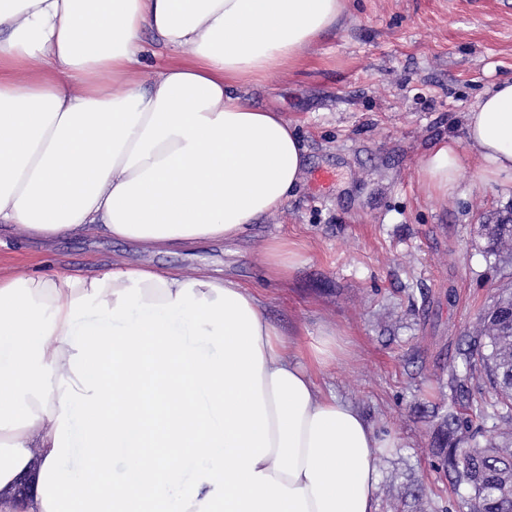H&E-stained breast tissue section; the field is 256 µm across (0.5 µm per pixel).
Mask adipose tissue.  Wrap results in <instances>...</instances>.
I'll list each match as a JSON object with an SVG mask.
<instances>
[{
	"mask_svg": "<svg viewBox=\"0 0 512 512\" xmlns=\"http://www.w3.org/2000/svg\"><path fill=\"white\" fill-rule=\"evenodd\" d=\"M348 4L0 0V226L157 252L237 240L307 170L294 125L241 90L298 65ZM148 33L180 57L141 86ZM464 123L484 177H512V78ZM462 173L448 139L417 169L436 198ZM303 252L269 238L266 281ZM341 354L337 330L301 341L232 277L0 274V492L31 477L30 512H378L394 442L321 386Z\"/></svg>",
	"mask_w": 512,
	"mask_h": 512,
	"instance_id": "ef3b65f1",
	"label": "adipose tissue"
}]
</instances>
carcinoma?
<instances>
[{
	"instance_id": "carcinoma-1",
	"label": "carcinoma",
	"mask_w": 512,
	"mask_h": 512,
	"mask_svg": "<svg viewBox=\"0 0 512 512\" xmlns=\"http://www.w3.org/2000/svg\"><path fill=\"white\" fill-rule=\"evenodd\" d=\"M485 253L499 256L512 240V214L481 225ZM481 335L471 336L463 350L465 376L459 397L470 400L469 383L480 378L496 395V415L512 421V297L509 291L478 317ZM434 454L471 488L470 512H512V436L500 441L478 440L472 420L451 410L434 431Z\"/></svg>"
}]
</instances>
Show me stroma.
<instances>
[{
	"label": "stroma",
	"instance_id": "stroma-1",
	"mask_svg": "<svg viewBox=\"0 0 512 512\" xmlns=\"http://www.w3.org/2000/svg\"><path fill=\"white\" fill-rule=\"evenodd\" d=\"M505 77L512 0H350L299 67L244 90L251 105L284 113L307 148L306 177L282 211L239 242L170 254L107 236L42 243L1 231L0 271L94 276L126 259L260 288L269 317L305 340L326 325L340 331L341 361L320 382L395 441L376 461L379 512H470L469 487L438 470L430 442L457 401L450 370L463 336L512 289V251L489 257L481 238L482 225L512 209V178H480L464 126L480 93ZM440 139L455 141L465 174L432 198L416 168ZM280 233L306 245L284 288L260 264Z\"/></svg>",
	"mask_w": 512,
	"mask_h": 512
}]
</instances>
